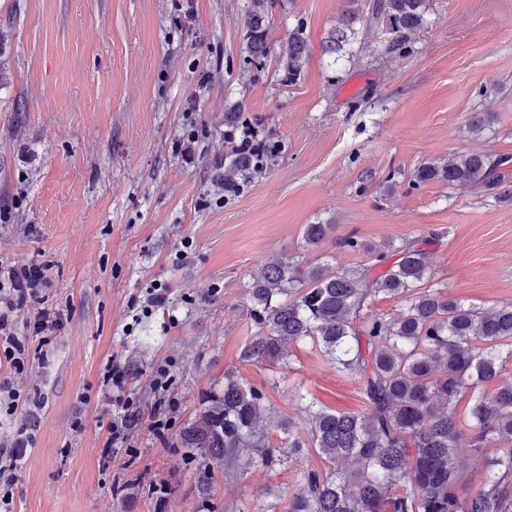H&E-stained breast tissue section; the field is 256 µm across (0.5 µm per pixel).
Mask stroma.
I'll use <instances>...</instances> for the list:
<instances>
[{
	"instance_id": "obj_1",
	"label": "stroma",
	"mask_w": 512,
	"mask_h": 512,
	"mask_svg": "<svg viewBox=\"0 0 512 512\" xmlns=\"http://www.w3.org/2000/svg\"><path fill=\"white\" fill-rule=\"evenodd\" d=\"M246 2L0 0V197H22L0 223V263L49 264L43 306L66 314L19 380L45 405L15 512H288L302 473L330 467L314 449L272 470L239 460L205 500L204 460L178 444L228 372L265 391L275 442L280 421L309 427L294 388L361 409L356 381L311 344L275 368L240 360L254 334L244 291L270 260L367 268L344 238L385 249L421 237L428 286L512 304V205L413 182L421 163L466 152L512 161V0H425L427 23L402 50L361 24L335 65L322 43L345 0H274L260 60L246 51ZM298 26L311 53L292 79L278 44ZM237 102L274 151L219 201L211 179L230 160L224 113ZM473 112L493 115L477 134ZM308 224L333 230L309 246ZM154 287L167 300L148 312ZM114 359L131 370L121 394L103 382ZM160 368L164 390L152 386ZM120 395L140 421L112 445ZM161 402L162 439L151 429Z\"/></svg>"
}]
</instances>
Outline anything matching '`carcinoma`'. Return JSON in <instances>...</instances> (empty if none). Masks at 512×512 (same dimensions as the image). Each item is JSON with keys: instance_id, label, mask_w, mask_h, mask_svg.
I'll return each mask as SVG.
<instances>
[{"instance_id": "1", "label": "carcinoma", "mask_w": 512, "mask_h": 512, "mask_svg": "<svg viewBox=\"0 0 512 512\" xmlns=\"http://www.w3.org/2000/svg\"><path fill=\"white\" fill-rule=\"evenodd\" d=\"M346 2L323 45L326 54L341 53L355 37L357 0ZM367 22L383 25L391 35L388 49L399 51L427 23L424 0H376ZM244 23L248 53L267 55L268 0H248ZM310 53L299 26L280 45L293 76ZM501 166L472 152L420 165L414 182L474 189L512 203V173ZM258 171L251 155L239 153L224 167V191L238 190V179ZM331 230L307 224L303 239L318 246ZM423 244V238L405 242L398 259L375 276L367 268L308 269L293 259L269 262L253 276L246 310L256 331L241 360L282 365L288 345L309 342L336 371L354 377L364 407L338 412L309 403L303 408L308 438L284 425L276 445L264 390L225 377L224 388L206 398L180 433L181 447L207 460L197 475L198 495L209 494L214 470L234 467L244 454L253 466L272 469L283 462V449L310 447L334 468L325 476L304 472L288 512H512V305L484 309L426 286L430 257ZM342 247L370 254L376 266L388 260L387 252L354 236ZM379 294L401 300L402 312L361 318L366 300ZM491 381L500 386L489 397L480 387ZM463 424L471 433L466 446L460 444ZM483 448L497 452L479 491L465 495L468 461Z\"/></svg>"}]
</instances>
